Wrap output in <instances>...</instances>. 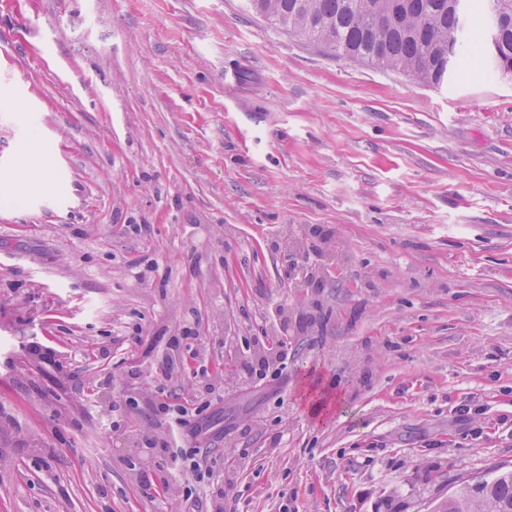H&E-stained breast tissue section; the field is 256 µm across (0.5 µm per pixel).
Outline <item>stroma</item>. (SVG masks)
<instances>
[{
	"mask_svg": "<svg viewBox=\"0 0 512 512\" xmlns=\"http://www.w3.org/2000/svg\"><path fill=\"white\" fill-rule=\"evenodd\" d=\"M311 228L335 271L286 276L272 240ZM185 327L196 361L162 380ZM271 330L288 367L261 380L242 363ZM307 382L342 394L329 420ZM158 402L211 429L182 439L204 478L151 501L139 479L163 489L169 461L136 446L168 435ZM495 467L512 76L421 84L246 0H0V512H214L227 478L241 512H437Z\"/></svg>",
	"mask_w": 512,
	"mask_h": 512,
	"instance_id": "obj_1",
	"label": "stroma"
}]
</instances>
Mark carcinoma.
Masks as SVG:
<instances>
[{"instance_id": "obj_1", "label": "carcinoma", "mask_w": 512, "mask_h": 512, "mask_svg": "<svg viewBox=\"0 0 512 512\" xmlns=\"http://www.w3.org/2000/svg\"><path fill=\"white\" fill-rule=\"evenodd\" d=\"M274 27L439 85L477 65L512 74V0H250ZM440 512H512V471L461 485Z\"/></svg>"}]
</instances>
